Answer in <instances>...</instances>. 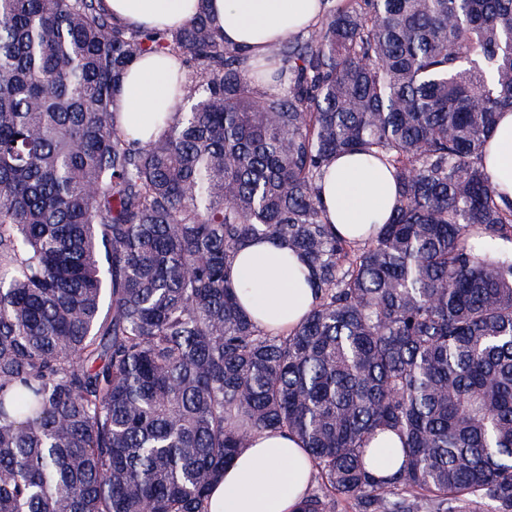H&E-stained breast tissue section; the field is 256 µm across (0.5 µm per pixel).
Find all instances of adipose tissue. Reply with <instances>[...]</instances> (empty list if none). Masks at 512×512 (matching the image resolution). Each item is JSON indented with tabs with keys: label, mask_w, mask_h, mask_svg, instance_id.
I'll list each match as a JSON object with an SVG mask.
<instances>
[{
	"label": "adipose tissue",
	"mask_w": 512,
	"mask_h": 512,
	"mask_svg": "<svg viewBox=\"0 0 512 512\" xmlns=\"http://www.w3.org/2000/svg\"><path fill=\"white\" fill-rule=\"evenodd\" d=\"M198 0H105L115 21L143 28L181 27L195 15ZM207 9L227 42L253 55L272 40L287 38L311 24L322 0H207ZM175 62L147 56L130 66L118 106L122 126L142 138L160 134L157 116L177 112L172 92ZM487 173L512 198V112L500 113L490 138ZM391 174L361 154L338 157L322 181L321 198L337 231L364 239L370 225L382 224L395 200ZM304 267L287 245L246 247L236 257L231 281L241 305L261 325L296 327L312 308L314 290ZM312 466L298 442L284 432L260 434L242 449L212 489L209 512H294L306 495Z\"/></svg>",
	"instance_id": "adipose-tissue-1"
}]
</instances>
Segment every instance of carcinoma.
I'll return each mask as SVG.
<instances>
[{
    "label": "carcinoma",
    "instance_id": "carcinoma-1",
    "mask_svg": "<svg viewBox=\"0 0 512 512\" xmlns=\"http://www.w3.org/2000/svg\"><path fill=\"white\" fill-rule=\"evenodd\" d=\"M205 2L148 31L0 0V512H208L268 430L312 458L297 512H512V199L485 168L512 0H326L262 60ZM148 54L189 109L144 143L116 109ZM352 152L396 183L365 242L320 196ZM256 241L308 267L290 331L229 288ZM400 445V440L392 433H379L375 439L371 441V452L377 456V464L373 469V473L378 478H387L394 472L392 468L386 466L385 458L379 453V448H400Z\"/></svg>",
    "mask_w": 512,
    "mask_h": 512
}]
</instances>
